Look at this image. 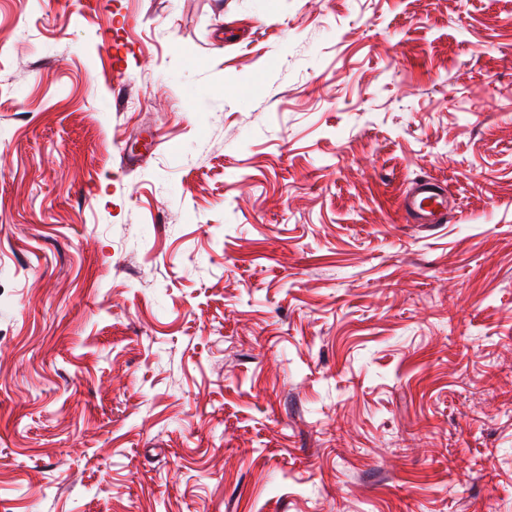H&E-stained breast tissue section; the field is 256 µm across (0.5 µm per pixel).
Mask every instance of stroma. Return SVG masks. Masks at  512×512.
Segmentation results:
<instances>
[{"instance_id": "1", "label": "stroma", "mask_w": 512, "mask_h": 512, "mask_svg": "<svg viewBox=\"0 0 512 512\" xmlns=\"http://www.w3.org/2000/svg\"><path fill=\"white\" fill-rule=\"evenodd\" d=\"M0 339V512H512V0H0ZM410 224H446L450 207L445 189L430 177L416 179L401 202Z\"/></svg>"}]
</instances>
